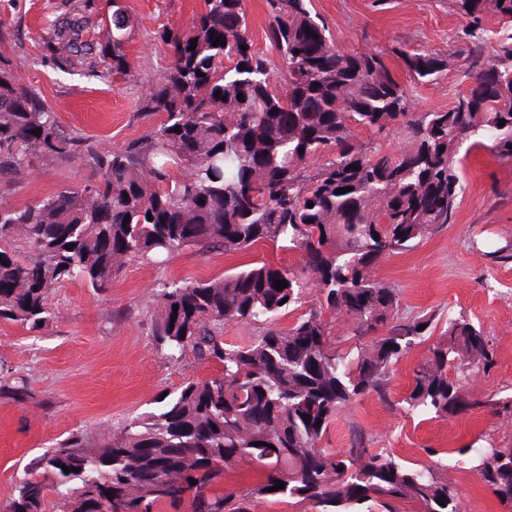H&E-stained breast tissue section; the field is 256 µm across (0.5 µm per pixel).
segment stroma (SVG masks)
<instances>
[{
	"mask_svg": "<svg viewBox=\"0 0 512 512\" xmlns=\"http://www.w3.org/2000/svg\"><path fill=\"white\" fill-rule=\"evenodd\" d=\"M123 3L133 25L126 48L131 73L91 80L78 69H56L44 43L48 22L69 17L71 0H0V55L10 60L16 79L40 93L63 130L104 152L144 137L160 122V115L137 111L138 98L169 61L157 32L185 28L203 0ZM312 10L341 50L384 52L413 111L448 109L469 84L467 55L456 40L466 20L452 0H312ZM400 44L448 51L447 75L414 84L393 52ZM458 156L465 190L453 224L413 250L383 259L377 275L397 289L400 315L461 313L481 327L495 356L489 369L473 371L463 383L466 399L477 407L427 420L408 417L398 407L414 366L428 353L424 342L391 367L393 406L373 395L358 399L331 423L322 445L346 447L355 425L373 447L409 463H428L427 449H438L440 472L456 483L468 512H512V504L499 500L459 454L466 447H512V413L482 407L489 399L512 402V261L492 256L512 245V159L487 140L464 143ZM93 180L81 160L36 159L14 186H0V203L21 206ZM261 260L298 272L304 267L300 251L273 245L211 254L187 249L160 264L130 262L104 295L77 281L63 284L50 297L54 315L40 331L1 321L0 378H25L32 397L24 403L0 398V504L23 477L25 464L44 448L80 433L88 448L100 449L125 421L159 411L162 394L217 372L214 364L172 361L157 347L148 331L155 292L169 280L217 278Z\"/></svg>",
	"mask_w": 512,
	"mask_h": 512,
	"instance_id": "35a3bbf8",
	"label": "stroma"
}]
</instances>
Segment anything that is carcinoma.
<instances>
[{
  "mask_svg": "<svg viewBox=\"0 0 512 512\" xmlns=\"http://www.w3.org/2000/svg\"><path fill=\"white\" fill-rule=\"evenodd\" d=\"M203 2L188 28L158 32L170 61L137 111L163 120L112 152L64 132L0 57V185L15 183L34 159L78 158L96 176L22 207L0 206V320L39 331L52 319L51 294L65 282L105 292L129 262L190 248L238 252L285 243L304 253V277L259 261L218 278L162 284L149 326L156 344L171 358L222 369L184 382L175 397L161 398L159 412L130 420L98 452L72 434L33 457L4 512H47L50 494L58 512H157L178 507L192 488L193 512H255L275 496L311 512H400L404 503L462 512L448 478L371 447L357 428L345 448L320 442L358 397L392 405L390 367L436 327L434 314L400 316L399 294L376 268L453 223L464 193L454 145L480 134L512 158V0H454L467 20L470 85L448 109L429 112L410 111L382 54L339 50L311 0H264L277 62L254 48L247 0ZM489 9L502 23L490 55ZM93 25L109 34L97 49L86 40ZM131 35L124 6L114 5L106 19L96 0H75L72 17L52 21L46 41L58 70L104 79L128 75ZM218 36L226 45H214ZM397 55L420 84L448 73L442 51L413 46ZM358 127L379 138L394 129L407 147L393 154L361 143ZM180 168L186 174L174 176ZM279 280L287 282L281 291ZM308 285L318 306L280 326V316L301 307ZM335 318L349 323L343 340L333 336ZM230 320L254 324L258 334L228 347ZM493 356L481 329L464 315L448 316L413 368L406 414L499 411L496 402L471 403L461 394L470 368L492 365ZM0 397L23 401L29 386L22 378L0 381ZM458 453L512 503V448ZM491 456L501 460L494 471ZM243 459L265 471L266 481L205 493ZM280 481L284 488L269 491Z\"/></svg>",
  "mask_w": 512,
  "mask_h": 512,
  "instance_id": "1",
  "label": "carcinoma"
}]
</instances>
